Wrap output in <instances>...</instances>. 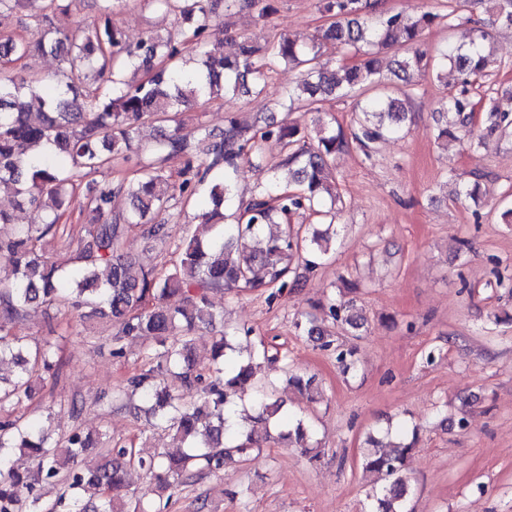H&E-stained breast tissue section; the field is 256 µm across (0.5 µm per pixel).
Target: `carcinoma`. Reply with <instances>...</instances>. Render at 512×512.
I'll return each mask as SVG.
<instances>
[{"label": "carcinoma", "instance_id": "1", "mask_svg": "<svg viewBox=\"0 0 512 512\" xmlns=\"http://www.w3.org/2000/svg\"><path fill=\"white\" fill-rule=\"evenodd\" d=\"M73 2L0 0V24L25 10L30 28L26 37L0 35V64L32 54H50L60 62L54 80L0 78V183L11 186L17 206L35 216L30 224H17L13 211L0 209V224L13 226L10 236L0 237V364L10 361L18 369L11 377L0 373V411L33 400L43 374L59 369L54 344L18 333V320L27 308L55 307L72 315L92 305L115 326L112 355L123 356V342L129 338H154L149 368L129 377L123 391L138 398L154 419L152 426L174 431L181 447L144 456L107 437L99 448L101 464L85 470L79 457L93 447L91 437L75 429L53 440L24 418L7 417L0 420V512H59L61 507L66 512H163L162 504L152 499L140 497L131 505L119 497L131 462L164 488L176 489L221 473L227 462L272 440L285 447L294 443L318 458L310 426L284 408L273 386L258 387L250 406L239 408L238 396L255 384L254 360L267 354L262 348L245 360L233 356L236 338L252 330L236 328L215 338L210 363L202 370L193 365L194 333L222 317L210 291L247 290L272 300L298 287L295 256L305 255L308 271L322 264L330 250V231L304 233L288 221L310 212L333 226L341 202L331 180L334 161L349 148L342 129L322 118L309 133L291 122L249 125L230 113L224 133L210 137L200 156L191 138L181 133L178 115L201 101L262 90L264 70L277 60L301 71L299 83L283 93L291 105L301 99L311 107L358 97L354 139L369 157L378 141L403 134L408 118L403 100L368 94L385 80L381 50L393 47L406 54L393 60L389 72L406 84L450 64L464 75L458 93L441 103L439 141L469 136L477 146L481 138L474 137L476 125L490 135L511 127L512 96L469 97V87L488 76L483 51L488 33L466 26L455 14L448 15V28L459 33L458 39L434 56L413 46L439 24L440 15L378 14L377 0H318L319 11L330 19L320 36L298 42L283 35L263 45L242 37L233 55L216 56L205 45L217 10L256 8L266 18L273 11L270 0H149L191 27L166 38L149 34L135 43L112 21L129 0H101L100 17L90 23L71 15ZM489 3L496 21L512 27V0ZM328 43L339 52L359 55L358 61L339 65L341 75H336L322 61ZM130 70H140L146 78L129 81L125 74ZM149 126L157 129V160L141 165L130 178L97 185L84 207L89 223L70 240L79 268L63 271L42 250L57 238L73 206L77 177L127 158L132 142ZM273 137L287 150L289 184L280 185L274 176L258 183L251 200L232 214L234 223H225L224 208L232 206L241 164L262 167L260 144ZM177 157L183 167L173 175L163 162ZM119 196L129 201L125 211L113 210ZM202 196L211 209L198 215L200 227H214L215 234L175 238L168 202L177 197L188 205ZM271 224H283L285 230L279 235L265 232ZM134 226L160 250L174 249L172 267L159 271L128 261L124 245ZM178 294L184 296L182 305L166 303ZM324 310L336 326L354 331L365 326L364 316L348 301L333 299ZM295 326L321 348H334L343 370L355 366L354 351L333 345L326 328L313 321ZM287 374L288 384L309 401L319 398L315 378L290 370ZM180 386L196 389L198 400L184 402ZM416 443L414 431L408 441L387 450L372 448L363 456V470L379 483L373 493L376 512H408L405 469ZM18 452L31 458L34 467L15 469L12 458ZM43 483L61 485L50 506L41 503Z\"/></svg>", "mask_w": 512, "mask_h": 512}]
</instances>
